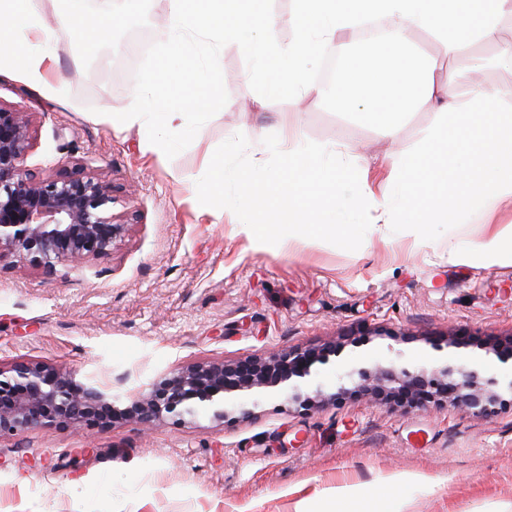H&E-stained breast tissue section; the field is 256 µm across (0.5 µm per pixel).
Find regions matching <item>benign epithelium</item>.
Segmentation results:
<instances>
[{
	"label": "benign epithelium",
	"instance_id": "7a95c632",
	"mask_svg": "<svg viewBox=\"0 0 512 512\" xmlns=\"http://www.w3.org/2000/svg\"><path fill=\"white\" fill-rule=\"evenodd\" d=\"M33 148L30 122L15 110L0 106V254L29 261L43 274L57 275L56 265L79 266L106 256L120 238L127 222L110 213L111 184L94 176L63 173L45 177L26 168ZM326 354L295 350L275 360L245 358L234 365L198 364L186 371L133 391L129 403L119 409L111 388L98 382L80 383L66 369L38 363H21L12 374L0 371V436L19 429L59 422L94 430L121 418L150 425L172 414L183 417L211 408L214 417L225 419L235 412L250 416V409L226 406L224 395L238 392L258 397L288 388V400L307 407L311 389L321 396L312 367ZM488 362L445 363L431 372L396 370L379 364L346 373L359 378L358 388L370 396H389L422 406L444 401L474 415L496 413L500 396L494 378H485Z\"/></svg>",
	"mask_w": 512,
	"mask_h": 512
}]
</instances>
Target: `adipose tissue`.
Here are the masks:
<instances>
[{
    "label": "adipose tissue",
    "instance_id": "1",
    "mask_svg": "<svg viewBox=\"0 0 512 512\" xmlns=\"http://www.w3.org/2000/svg\"><path fill=\"white\" fill-rule=\"evenodd\" d=\"M169 2L168 40L152 73L133 89L123 112L100 114L103 121L137 128L142 152L163 155L164 134L179 132L190 120L171 93L181 78L175 56L188 51L199 81L208 86L209 63L223 45L237 47L246 58L256 102L271 91L293 101L324 97L383 128L389 140L388 173L377 190L368 185L369 165L337 163L335 152L294 132L261 142V157L246 169L235 162L236 142H229L219 182H195L191 190L202 212L223 217L255 248L285 252L312 229L341 236L380 223L423 236L430 225L467 224L476 209L489 217L512 205V85L498 78L512 72V45L499 46L483 63L481 80L468 85L442 63L469 41L496 43L501 17L512 15V0H493L492 10L477 13L458 8V0H295L287 41L278 35L281 19L269 0ZM16 9L23 24L9 19ZM42 17L43 0H0V68L12 67L27 84L64 98L68 88L56 79V58L48 50L54 34ZM419 32L441 47V55L416 50L413 36ZM327 49L343 67L323 87L315 83L313 67ZM414 107L455 118L467 147L452 166L441 162L446 125L424 127L415 147L401 146ZM268 153L277 156V169L268 168ZM448 252L464 264L511 263L512 225L480 240L454 236ZM329 501L330 512H391L360 485L336 488Z\"/></svg>",
    "mask_w": 512,
    "mask_h": 512
}]
</instances>
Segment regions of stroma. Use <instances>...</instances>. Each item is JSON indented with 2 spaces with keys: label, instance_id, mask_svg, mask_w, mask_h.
Segmentation results:
<instances>
[{
  "label": "stroma",
  "instance_id": "stroma-1",
  "mask_svg": "<svg viewBox=\"0 0 512 512\" xmlns=\"http://www.w3.org/2000/svg\"><path fill=\"white\" fill-rule=\"evenodd\" d=\"M122 21L103 42L60 30L62 0H46L57 29L50 49L69 98L57 100L0 70V105L26 112L34 146L25 164H58L112 184V211L127 231L110 255L49 278L27 261L0 258V370L34 362L77 380L128 391L206 362L266 360L291 349L328 350L315 364L323 396L302 408L263 397L247 418L206 410L143 428L121 419L79 433L73 425L23 428L0 438V512H297L302 499L364 484L390 492L399 512H483L512 503V359L490 360L503 402L496 414L428 404L408 408L361 393L336 397L340 378L367 358L432 370L512 346V264H456L449 236L482 239L471 223L431 225L424 238L378 224L350 242L310 236L290 253L255 250L230 225L200 214L183 179L217 180L228 141L237 161L256 155L248 138L297 128L346 162L371 160L368 183L387 174L378 128L315 96L271 94L252 104L255 83L234 48L216 62L214 87L185 68L177 95L193 117L166 135L163 158L142 154L136 129L100 121L120 112L167 40L169 0H112ZM487 358V357H486ZM404 481L392 485L395 476Z\"/></svg>",
  "mask_w": 512,
  "mask_h": 512
}]
</instances>
